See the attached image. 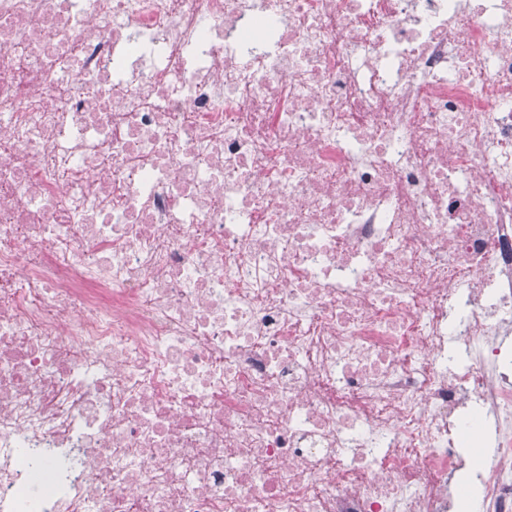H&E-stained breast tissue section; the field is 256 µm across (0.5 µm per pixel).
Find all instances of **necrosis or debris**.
Segmentation results:
<instances>
[{
	"mask_svg": "<svg viewBox=\"0 0 512 512\" xmlns=\"http://www.w3.org/2000/svg\"><path fill=\"white\" fill-rule=\"evenodd\" d=\"M512 0H0V512H512Z\"/></svg>",
	"mask_w": 512,
	"mask_h": 512,
	"instance_id": "obj_1",
	"label": "necrosis or debris"
}]
</instances>
